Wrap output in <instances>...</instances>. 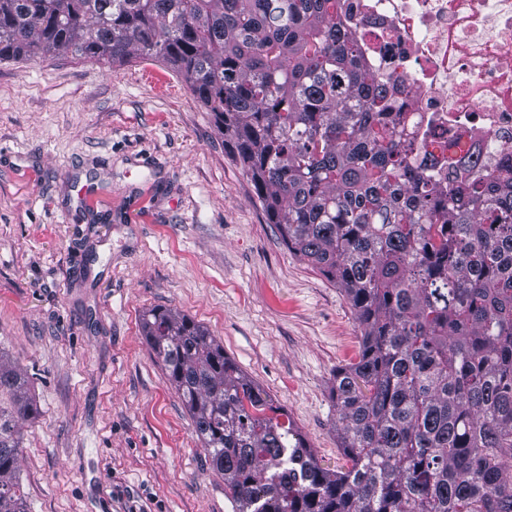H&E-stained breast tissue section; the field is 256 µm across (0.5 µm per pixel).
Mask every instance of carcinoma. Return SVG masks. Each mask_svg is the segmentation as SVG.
<instances>
[{"mask_svg":"<svg viewBox=\"0 0 512 512\" xmlns=\"http://www.w3.org/2000/svg\"><path fill=\"white\" fill-rule=\"evenodd\" d=\"M59 53L168 62L281 243L361 323L332 387L346 463L330 470L203 325L145 312L234 512H512V165L461 157L432 182L337 0H0V62ZM36 413L0 355V512H26L16 434Z\"/></svg>","mask_w":512,"mask_h":512,"instance_id":"1","label":"carcinoma"}]
</instances>
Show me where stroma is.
I'll return each instance as SVG.
<instances>
[{
  "label": "stroma",
  "instance_id": "35a3bbf8",
  "mask_svg": "<svg viewBox=\"0 0 512 512\" xmlns=\"http://www.w3.org/2000/svg\"><path fill=\"white\" fill-rule=\"evenodd\" d=\"M255 200L164 62L0 63V354L38 409L27 512H232L142 334L151 308L206 327L319 463L343 465L331 389L361 328Z\"/></svg>",
  "mask_w": 512,
  "mask_h": 512
}]
</instances>
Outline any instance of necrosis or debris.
I'll use <instances>...</instances> for the list:
<instances>
[{"label": "necrosis or debris", "instance_id": "4bbe7bcc", "mask_svg": "<svg viewBox=\"0 0 512 512\" xmlns=\"http://www.w3.org/2000/svg\"><path fill=\"white\" fill-rule=\"evenodd\" d=\"M362 55L388 77L414 154L512 159V0H341Z\"/></svg>", "mask_w": 512, "mask_h": 512}]
</instances>
